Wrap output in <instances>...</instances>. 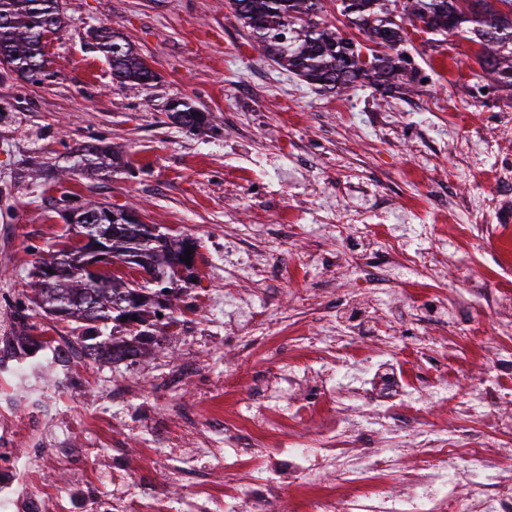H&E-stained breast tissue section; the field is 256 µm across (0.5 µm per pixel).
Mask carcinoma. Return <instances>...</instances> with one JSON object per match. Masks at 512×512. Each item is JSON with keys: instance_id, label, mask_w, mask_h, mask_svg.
I'll use <instances>...</instances> for the list:
<instances>
[{"instance_id": "cac0c4a2", "label": "carcinoma", "mask_w": 512, "mask_h": 512, "mask_svg": "<svg viewBox=\"0 0 512 512\" xmlns=\"http://www.w3.org/2000/svg\"><path fill=\"white\" fill-rule=\"evenodd\" d=\"M458 0H341L346 25L356 28L368 42L386 41L387 52L374 54L370 65H350L341 58L347 41L338 28L319 21L321 0H232L235 16L250 28L261 56L301 77L319 92L341 94L367 84L385 96L397 83L411 84L417 72L404 50L406 23L425 24L434 35L460 36L480 45L477 63L492 89L512 87V0H471L462 10ZM66 18L59 0H0V84L16 78L32 83L48 76L50 60L40 37L64 27ZM112 79L120 84L150 86L157 73L146 66L134 46L118 29L101 26L94 32ZM169 122L189 131L210 126L211 113L184 98L167 103ZM125 166L122 154L92 138L75 148L66 165L51 171L35 170L32 180H53L55 185L75 174L90 178L110 176ZM57 203L69 214L68 224H80L86 234L112 227L100 244L112 252V272L98 266L93 254L75 263L66 261L63 250L48 251L36 268L58 265L63 276L54 288L33 279L30 310H20L14 320L20 330L0 341L1 358L34 360L52 343L51 338L31 334L33 314L69 319L79 324L87 358H107L117 363L151 351L159 326L158 314L174 319L176 300L198 278L196 267L182 266L187 248L198 249L189 237L172 236L144 224L136 208L81 201L69 192ZM151 257L146 276L126 277L121 268L137 265L136 257ZM137 320H132V317Z\"/></svg>"}]
</instances>
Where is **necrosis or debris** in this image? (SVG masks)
<instances>
[{
	"label": "necrosis or debris",
	"mask_w": 512,
	"mask_h": 512,
	"mask_svg": "<svg viewBox=\"0 0 512 512\" xmlns=\"http://www.w3.org/2000/svg\"><path fill=\"white\" fill-rule=\"evenodd\" d=\"M438 231V225L420 224L414 237L392 238L364 213L352 215L342 225L343 242H361L382 256L381 262L358 264V287L404 284L410 288L406 308L413 315V336L388 337L373 360L360 357L351 344L366 328L363 316L328 315L326 322L336 334L317 343L311 331L294 328L287 317L270 320L243 295L235 296L236 308L248 314L244 332L256 345L288 346L289 358L272 361L280 381L292 386L311 370L330 365L372 374L377 395L374 428L359 430L351 417L366 402L361 387L340 398L324 383L305 401L265 397L247 413L239 400L225 397L211 425L223 432L234 460L223 479L197 477L195 493L204 504L203 512H267L269 504L291 487L302 490L298 512H346L337 494L341 487L366 500L369 512H512V484L505 481L474 484L464 497L445 489V476L456 472L461 457L482 456L512 444V423L459 428V420L472 417L473 405L458 401L453 390L459 364L468 362L478 348L488 356L490 369L477 401L512 399V320L497 315L502 303L498 289L483 288L466 299L447 294L431 280L418 243L436 237ZM470 301L490 312L489 321L461 323L460 312ZM438 319L459 330L452 339L456 367L429 359L436 344L429 325ZM426 387L447 407V421L431 419L422 394ZM372 437L386 448L418 449L420 462L410 471L403 499H395L389 490L390 458L350 454V447Z\"/></svg>",
	"instance_id": "4bbe7bcc"
}]
</instances>
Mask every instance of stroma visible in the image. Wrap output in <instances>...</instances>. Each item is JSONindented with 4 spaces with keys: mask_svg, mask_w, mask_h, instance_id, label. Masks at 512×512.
Instances as JSON below:
<instances>
[{
    "mask_svg": "<svg viewBox=\"0 0 512 512\" xmlns=\"http://www.w3.org/2000/svg\"><path fill=\"white\" fill-rule=\"evenodd\" d=\"M66 27L46 46L48 77L16 79L0 87V337L12 335L13 314L27 306L30 273L48 248L78 236L60 217L61 191L80 198L140 205L144 223L199 243L198 281L187 288L177 322L158 328L150 355L119 363L78 357L68 372L43 351L39 368L14 360L0 372L16 374L0 409L11 412L12 435L0 440V479L24 460L48 472L59 512H108L140 491L164 485L165 512H196L193 483L179 469L178 439L190 448L183 423L204 426L214 386L262 377L264 361L237 337L225 296L249 295L254 306L320 326L323 311L354 298V311L374 313L369 334L356 337L365 355L378 349L404 314L401 289L352 295V260L338 224L362 208L373 223L406 236L402 215L415 196L450 193L455 221L476 224L474 201L498 206V176L512 171V142L497 131L512 125V89L482 93L478 44L455 36L442 41L410 33L405 47L419 80L409 93L377 103L372 88L336 96L313 90L272 61L259 58L249 28L229 0H62ZM105 23L119 26L161 79L146 87L121 85L91 37ZM184 97L211 112L215 128L190 135L166 121L169 98ZM462 115L480 139L485 164L473 171L469 154L449 129ZM101 139L118 146L127 171L106 179L76 176L63 189L20 181L29 162L63 163L76 142ZM291 218L292 241L271 238L266 250L236 244V226ZM423 248L436 280L449 292L503 285L512 300V269H499L483 250H467L445 229L443 242ZM333 261L329 276L313 271L314 286H240L224 277L225 263L246 262L257 272L274 259L311 252ZM180 385L169 388L172 376ZM39 398L55 439L72 450L60 465L35 440L23 414ZM164 417L167 432L150 429ZM499 453L459 462L449 491L465 495L472 483L497 479Z\"/></svg>",
    "mask_w": 512,
    "mask_h": 512,
    "instance_id": "stroma-1",
    "label": "stroma"
}]
</instances>
